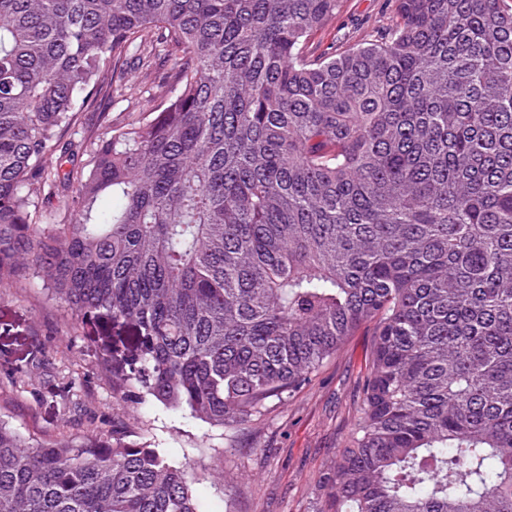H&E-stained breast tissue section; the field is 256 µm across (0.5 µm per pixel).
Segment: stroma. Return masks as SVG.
Returning <instances> with one entry per match:
<instances>
[{
	"mask_svg": "<svg viewBox=\"0 0 512 512\" xmlns=\"http://www.w3.org/2000/svg\"><path fill=\"white\" fill-rule=\"evenodd\" d=\"M388 0H344L335 20L315 32L319 48L355 43L388 22ZM371 327L350 336L317 377L284 401L271 402L251 427L234 434L189 413L144 403L135 392L112 396L111 378L95 369L101 339L96 330H72L65 307L37 285L0 293V414L23 436L86 434L125 421L138 442L163 449L188 464L200 512H316L321 472L343 448L364 379ZM45 350L54 364L36 368ZM29 371L23 384H5L6 372ZM86 374L80 404L63 419L57 387L71 374Z\"/></svg>",
	"mask_w": 512,
	"mask_h": 512,
	"instance_id": "1",
	"label": "stroma"
}]
</instances>
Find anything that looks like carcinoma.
Masks as SVG:
<instances>
[{
    "mask_svg": "<svg viewBox=\"0 0 512 512\" xmlns=\"http://www.w3.org/2000/svg\"><path fill=\"white\" fill-rule=\"evenodd\" d=\"M342 4L0 0V287L112 332L113 397L235 431L371 324L319 512H512V4L312 51ZM97 95L158 105L68 137ZM130 435L0 418V512H199Z\"/></svg>",
    "mask_w": 512,
    "mask_h": 512,
    "instance_id": "obj_1",
    "label": "carcinoma"
}]
</instances>
